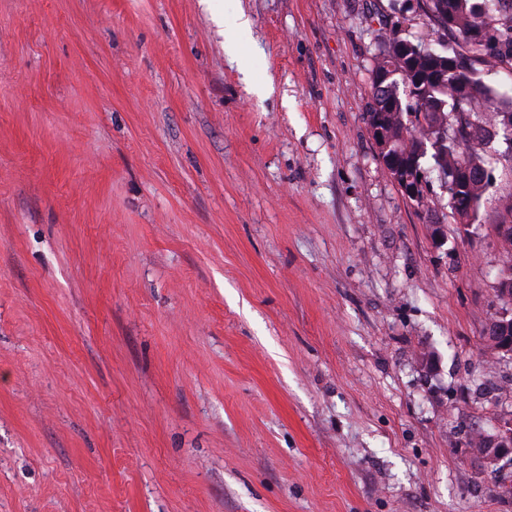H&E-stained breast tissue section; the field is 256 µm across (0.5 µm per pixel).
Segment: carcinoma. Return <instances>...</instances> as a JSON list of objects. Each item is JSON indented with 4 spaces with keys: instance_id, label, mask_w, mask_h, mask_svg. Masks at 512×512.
Returning <instances> with one entry per match:
<instances>
[{
    "instance_id": "1",
    "label": "carcinoma",
    "mask_w": 512,
    "mask_h": 512,
    "mask_svg": "<svg viewBox=\"0 0 512 512\" xmlns=\"http://www.w3.org/2000/svg\"><path fill=\"white\" fill-rule=\"evenodd\" d=\"M430 24L455 35L458 44L436 51L410 42L405 54L390 55L380 35L371 69L393 66L399 74L371 86L368 124L391 131L390 150L405 160L402 175L416 179L425 160L443 173L448 206L459 225L470 226L493 179L492 161L512 162V96L485 83L475 64H512V0H425ZM487 28L493 42L472 41Z\"/></svg>"
}]
</instances>
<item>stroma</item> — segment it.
Here are the masks:
<instances>
[{"mask_svg":"<svg viewBox=\"0 0 512 512\" xmlns=\"http://www.w3.org/2000/svg\"><path fill=\"white\" fill-rule=\"evenodd\" d=\"M246 16L224 36L222 22ZM408 0H0V512H512L500 162L462 230L365 112ZM511 311L501 315V320H493L484 331V340L493 347V354L512 356ZM469 453L481 459L486 466L494 467L501 460H512V414L500 419L493 435L480 433L469 443Z\"/></svg>","mask_w":512,"mask_h":512,"instance_id":"obj_1","label":"stroma"}]
</instances>
